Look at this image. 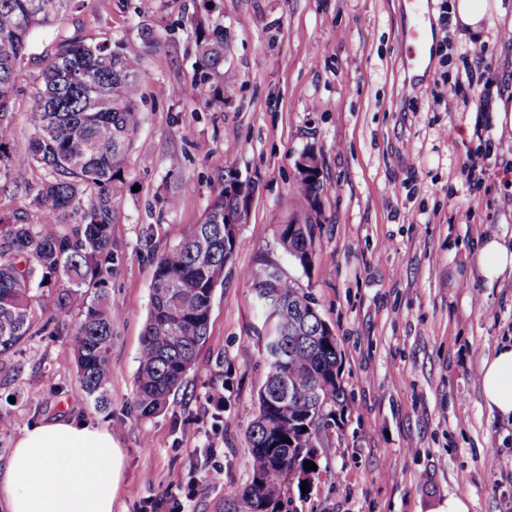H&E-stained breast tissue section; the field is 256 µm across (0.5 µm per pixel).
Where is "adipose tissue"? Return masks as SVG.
Instances as JSON below:
<instances>
[{"label": "adipose tissue", "mask_w": 512, "mask_h": 512, "mask_svg": "<svg viewBox=\"0 0 512 512\" xmlns=\"http://www.w3.org/2000/svg\"><path fill=\"white\" fill-rule=\"evenodd\" d=\"M454 23L482 37L504 17L503 0H455ZM475 258L487 281L512 271V246L497 237L479 241ZM482 393L490 412L512 417V345L483 365ZM123 453L110 431L92 422L61 419L26 429L0 468L6 512H112Z\"/></svg>", "instance_id": "obj_1"}]
</instances>
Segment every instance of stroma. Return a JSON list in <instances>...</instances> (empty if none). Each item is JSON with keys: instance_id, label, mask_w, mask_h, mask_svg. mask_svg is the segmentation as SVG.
<instances>
[{"instance_id": "stroma-1", "label": "stroma", "mask_w": 512, "mask_h": 512, "mask_svg": "<svg viewBox=\"0 0 512 512\" xmlns=\"http://www.w3.org/2000/svg\"><path fill=\"white\" fill-rule=\"evenodd\" d=\"M206 0H80L34 34L17 79L12 161H30L28 113L42 60L55 41L138 40L142 124L126 168L131 192L115 210L123 253L109 293L123 311L112 328L110 404L97 410L71 349L78 307L55 315L52 292L39 331L0 373V462L22 432L86 419L111 430L124 454L114 512H237L250 478L247 428L267 373L264 318L240 272L275 248L290 220L314 226L309 270H295L334 330L348 409L316 444L321 468L288 512H440L450 495L469 512H512V420L481 395V368L512 342V276L487 284L472 256L479 228L512 236V143L497 139L485 82L512 75V40L479 41L451 22V0H426L441 53L413 74L410 0H208L223 25L224 103L175 99L197 80L191 17ZM457 111H448V97ZM313 151L326 186L317 202L296 191V162ZM253 194L238 227L234 265L211 303L209 337L167 410L141 418L134 382L150 303L146 255L176 245L200 223L227 171ZM27 183L0 179V218L34 223ZM175 196L159 209L156 195ZM153 238H146V231ZM58 316L61 335L41 327ZM229 383L222 403L211 387ZM496 454L498 471L483 468ZM220 482L207 480L213 469Z\"/></svg>"}]
</instances>
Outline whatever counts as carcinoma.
I'll return each instance as SVG.
<instances>
[{"instance_id":"carcinoma-1","label":"carcinoma","mask_w":512,"mask_h":512,"mask_svg":"<svg viewBox=\"0 0 512 512\" xmlns=\"http://www.w3.org/2000/svg\"><path fill=\"white\" fill-rule=\"evenodd\" d=\"M78 2L0 0V177L15 184L29 176L8 151L17 66L33 32L50 28ZM195 35L201 82L209 83L206 104L215 106L224 99V26L199 22ZM143 84L136 42L75 36L56 43L29 113L31 163L48 175L31 201L37 223L0 218V371L31 335L39 290L55 289L59 315L80 298L73 351L83 389L100 410L108 403L112 326L121 318L108 292L121 252L112 224L126 193ZM89 189L94 196L86 204ZM299 190L315 202L323 182L302 175ZM226 214L245 223V198L219 192L178 244L147 253L150 307L134 394L143 418L168 408L207 340L214 288L231 271L238 244L226 230ZM313 235L307 222L280 225L277 247L242 272L269 334L268 372L247 430L251 475L240 512H283L291 489L302 492L301 482L319 473L307 469L309 462L320 465L316 437L347 407L337 338L325 334V321L290 272L311 267Z\"/></svg>"}]
</instances>
